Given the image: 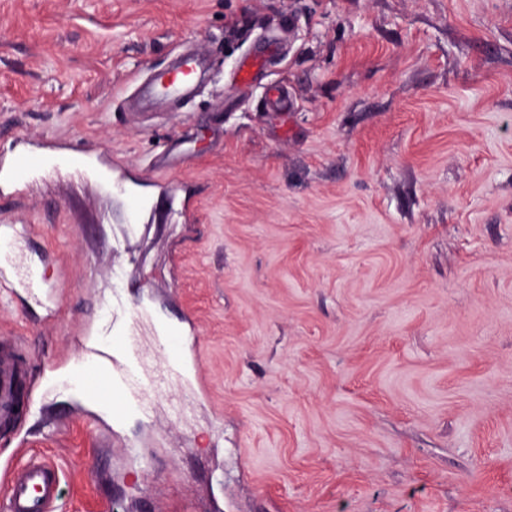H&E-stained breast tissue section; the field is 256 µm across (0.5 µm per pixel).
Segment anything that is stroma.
I'll list each match as a JSON object with an SVG mask.
<instances>
[{"instance_id": "stroma-1", "label": "stroma", "mask_w": 512, "mask_h": 512, "mask_svg": "<svg viewBox=\"0 0 512 512\" xmlns=\"http://www.w3.org/2000/svg\"><path fill=\"white\" fill-rule=\"evenodd\" d=\"M188 47L195 97L132 111ZM71 147L149 202L0 186L34 228L0 336L37 386L1 466L54 459L57 512H512V0H0V160ZM116 288L156 366L154 316L184 339L122 423L47 371Z\"/></svg>"}]
</instances>
